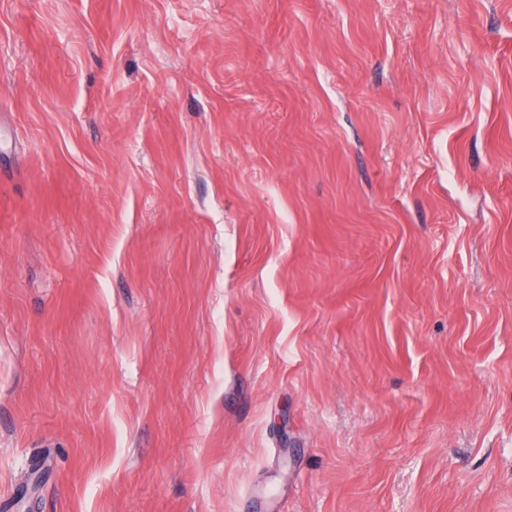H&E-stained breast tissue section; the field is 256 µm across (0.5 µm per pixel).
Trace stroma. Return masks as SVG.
I'll return each mask as SVG.
<instances>
[{"label":"stroma","instance_id":"1","mask_svg":"<svg viewBox=\"0 0 512 512\" xmlns=\"http://www.w3.org/2000/svg\"><path fill=\"white\" fill-rule=\"evenodd\" d=\"M0 512H512V0H0Z\"/></svg>","mask_w":512,"mask_h":512}]
</instances>
